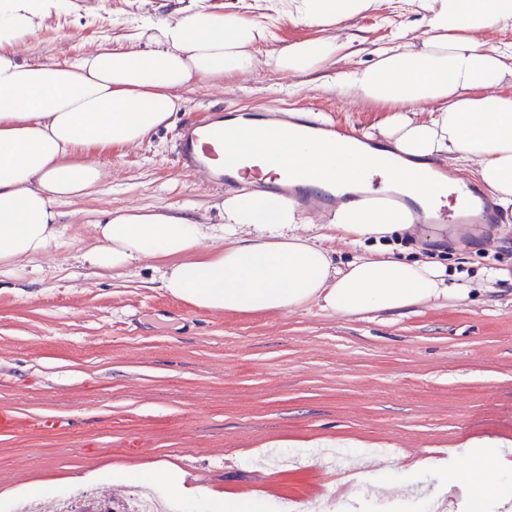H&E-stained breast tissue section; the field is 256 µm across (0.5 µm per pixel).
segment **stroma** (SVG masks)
<instances>
[{"instance_id":"stroma-1","label":"stroma","mask_w":512,"mask_h":512,"mask_svg":"<svg viewBox=\"0 0 512 512\" xmlns=\"http://www.w3.org/2000/svg\"><path fill=\"white\" fill-rule=\"evenodd\" d=\"M208 2L263 24L271 48L313 34L265 0ZM179 5L68 0L20 53L71 62L101 42L127 48L144 17ZM424 26L415 0H384L378 14L341 24L340 63L288 77L262 64L193 87L166 125L96 155L109 176L60 205L52 255L0 275V512H17L16 490L32 487L44 492L38 512H51L96 470L97 494H123L113 470L156 464L192 487L265 498L272 512L324 495L334 512H392L387 498L359 496L354 475L456 455L477 438L512 444V223L395 238L394 255L434 257L468 297L351 317L314 303L213 313L164 290L166 258L113 271L81 259L105 212L137 206L223 223L230 186L177 159L186 124L312 106L325 122L378 136L384 112L345 99L333 79Z\"/></svg>"}]
</instances>
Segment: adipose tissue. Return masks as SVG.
I'll return each instance as SVG.
<instances>
[{"label": "adipose tissue", "instance_id": "obj_1", "mask_svg": "<svg viewBox=\"0 0 512 512\" xmlns=\"http://www.w3.org/2000/svg\"><path fill=\"white\" fill-rule=\"evenodd\" d=\"M382 0H273L277 12L318 29L313 38L271 49L265 60L284 74H307L344 59L337 30ZM66 0H0V267H25L48 254L59 235V203L88 193L104 176L87 153L133 146L180 106L182 90L250 73L268 40L266 27L205 0L160 19L146 18L141 48L101 45L72 63L27 61L18 48ZM426 29L415 39L377 49L374 63L336 74L344 96L383 108L386 148L396 178L420 205L439 200L444 175L417 180L437 157L471 168L499 211L512 213V43L490 45L480 34L512 27V0H418ZM431 106L428 119L414 118ZM266 120L214 122L224 135V160L238 180L281 183L301 166L318 189L353 190L369 160L363 149L335 157L316 134L288 136L277 149L258 138ZM214 229L163 212L129 207L94 224L95 243L82 255L91 266L118 270L170 258L162 286L174 298L213 312L272 313L309 303L342 316L397 311L465 296L434 260L391 254L359 256L345 266L303 223L294 200L267 192L237 193L222 203ZM340 240L367 243L415 232L408 207L341 202L332 214ZM433 460L410 468L367 472L370 484L405 497ZM443 477L474 505L512 501V463L500 445L470 449Z\"/></svg>", "mask_w": 512, "mask_h": 512}]
</instances>
